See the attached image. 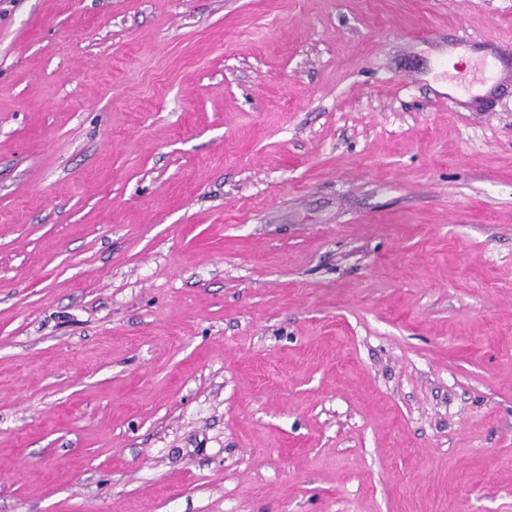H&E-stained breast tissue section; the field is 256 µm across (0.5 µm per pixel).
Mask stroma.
<instances>
[{
	"mask_svg": "<svg viewBox=\"0 0 512 512\" xmlns=\"http://www.w3.org/2000/svg\"><path fill=\"white\" fill-rule=\"evenodd\" d=\"M0 512H512V0H0Z\"/></svg>",
	"mask_w": 512,
	"mask_h": 512,
	"instance_id": "35a3bbf8",
	"label": "stroma"
}]
</instances>
